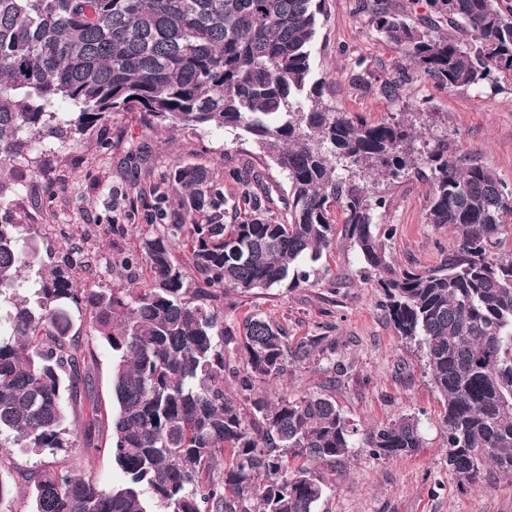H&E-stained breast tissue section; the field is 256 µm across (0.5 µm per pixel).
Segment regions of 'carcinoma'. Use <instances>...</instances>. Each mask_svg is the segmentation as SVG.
Segmentation results:
<instances>
[{"label":"carcinoma","mask_w":512,"mask_h":512,"mask_svg":"<svg viewBox=\"0 0 512 512\" xmlns=\"http://www.w3.org/2000/svg\"><path fill=\"white\" fill-rule=\"evenodd\" d=\"M326 0H0V448H65V397L93 388L96 359L73 334L75 314L112 352V462L103 488L67 466L17 469L30 512H319L329 487L314 471L351 449L374 459L424 447L421 420L402 414L361 429L327 390L281 398L255 390L289 368L327 360V336L294 340L260 314L224 324V289L300 288L328 275L316 263L342 236L385 298L397 335L423 352L444 405L448 470L465 487L512 477V187L489 167L452 157L448 142L418 151L410 122L378 124L325 105L310 83L311 48ZM424 27L384 0L373 28L439 90L512 85V4L427 0ZM66 103L71 112H58ZM151 124L235 132L286 178L274 213L263 176L239 203L195 165L164 180L182 190L169 221L159 196L146 288H77L79 249L41 263L34 227L6 202L3 172L46 138L73 141L112 112ZM429 166L428 220L456 234L439 264L396 268V229L375 222L394 183ZM342 169L348 175L341 177ZM188 262L174 258L178 240ZM231 380L237 392L224 389Z\"/></svg>","instance_id":"carcinoma-1"}]
</instances>
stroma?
I'll use <instances>...</instances> for the list:
<instances>
[{"instance_id":"stroma-1","label":"stroma","mask_w":512,"mask_h":512,"mask_svg":"<svg viewBox=\"0 0 512 512\" xmlns=\"http://www.w3.org/2000/svg\"><path fill=\"white\" fill-rule=\"evenodd\" d=\"M367 0H326L313 48L311 80L320 83L325 104L378 123L396 115L413 122L424 141L447 139L449 152L490 167L512 184V86L437 90L416 73L408 57L369 23ZM45 169L20 161L12 175L13 209L33 225L42 257L54 261L70 245L83 256L73 275L77 287L129 288L149 279L146 264L116 274L117 252H138L141 239L155 226L143 218L158 194L177 200V190L162 176L176 163L210 170L224 184V194L241 198L239 173L263 170L251 143L218 130H172L152 126L143 113L109 114L105 123L69 145L45 140L34 152ZM381 192L387 205L376 221L391 224V259L400 268L437 265L454 247L452 231L428 222L427 178L409 174ZM137 208L132 228L113 234L111 220ZM337 286L272 289L267 295L224 291V319L238 324L260 312L282 325L289 336H329L335 358L344 364L332 386H325L326 363L297 366L274 383L257 382L287 397L328 387L349 420L366 428L401 414L419 415L425 446L394 460L371 459L352 449L336 467L318 468L328 485L320 512H512V478L491 476L477 489H465L448 470V450L441 437L442 403L433 391L422 353L401 341L385 318L382 293L372 278L360 276L355 248L337 240L327 258ZM83 315L74 330L98 367L91 396L67 408L73 430L96 424L98 448H10L12 467L0 469V482L14 486L15 466L65 462L80 473L111 486L116 472L112 442V353Z\"/></svg>"}]
</instances>
